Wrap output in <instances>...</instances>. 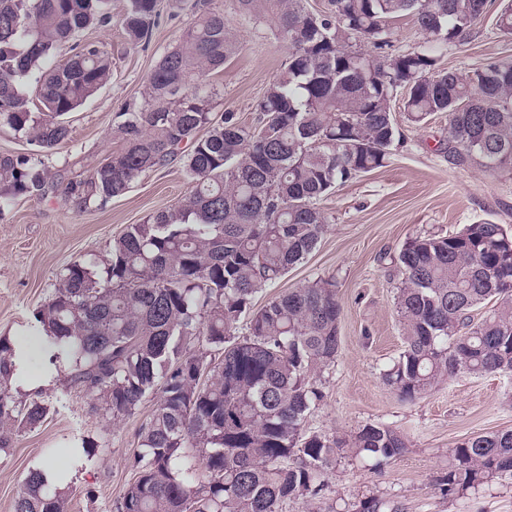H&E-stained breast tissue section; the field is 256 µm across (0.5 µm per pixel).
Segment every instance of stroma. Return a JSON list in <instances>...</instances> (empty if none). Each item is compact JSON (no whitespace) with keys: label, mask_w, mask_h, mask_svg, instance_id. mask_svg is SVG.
I'll return each mask as SVG.
<instances>
[{"label":"stroma","mask_w":512,"mask_h":512,"mask_svg":"<svg viewBox=\"0 0 512 512\" xmlns=\"http://www.w3.org/2000/svg\"><path fill=\"white\" fill-rule=\"evenodd\" d=\"M223 9L236 53L211 80L220 89L214 111L236 113L256 123V105L282 71L287 48L275 37L271 17L248 19L238 0H215ZM504 0H489L487 13L462 44L445 47L439 65L467 71L512 59V36L501 33L497 15ZM128 0H110L113 23L86 29L82 38L102 43L112 56V74L87 103L69 116L70 138L48 160L51 171L70 176L86 171L121 149L118 115L141 103L146 80L179 38L187 16L180 0H160V15L149 44L128 40L121 19ZM401 141L385 167L346 182L324 199L328 224L307 258L275 284L256 294L263 307L271 298L317 278H334L341 304V346L322 377L323 400L305 428L328 436L382 424L407 444L401 457L372 468L342 462L329 475L327 498L356 504L374 496L390 512H512V479L451 500L436 487L448 454L468 436L512 430V373L444 380L427 394L402 399L382 373L402 350V331L393 307L395 259L407 237L433 231L451 234L463 225L490 220L512 230V172H487L448 159V120H403L393 101ZM190 189L181 165L153 171L106 207L73 213L59 194L18 197L0 209V337L25 347L28 376L37 387L28 396L49 407L38 427L15 436L0 453V512H13L20 481L29 468L51 466L65 474L70 512H114L132 474L128 459L139 428L154 408L112 422L91 411L85 396L64 375L44 372V339L31 327L35 309L52 297L58 273L76 259H107L113 238L155 211L171 208ZM91 447L83 457V447Z\"/></svg>","instance_id":"obj_1"}]
</instances>
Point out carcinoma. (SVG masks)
Listing matches in <instances>:
<instances>
[{
  "label": "carcinoma",
  "instance_id": "obj_1",
  "mask_svg": "<svg viewBox=\"0 0 512 512\" xmlns=\"http://www.w3.org/2000/svg\"><path fill=\"white\" fill-rule=\"evenodd\" d=\"M238 4L248 18L272 14L288 49L258 123L232 112L214 120L220 92L210 77L236 47L214 0H192L191 21L149 75L143 101L119 115L122 149L58 184L46 160L70 138L67 116L112 71L100 43L79 40L89 25L112 23L108 0H0V128L28 145L0 155V200L54 189L81 213L175 162L190 184L178 206L127 225L109 259L71 262L33 313L50 369L91 409L119 421L157 398L115 512H283L288 500H322L329 467L345 455L373 467L402 455L404 440L385 425L342 437L304 432L341 345L336 280L310 281L258 310L254 297L315 249L327 224L319 202L390 159L398 90L408 121L448 117L454 164L512 168V61L459 73L436 56L467 39L487 0H331L328 16L306 0ZM404 13L424 44L393 53L392 24ZM158 18V0H129L122 26L145 43ZM64 46L67 60L45 69ZM395 271L403 349L383 380L401 398L461 373L512 372V233L492 222L418 233ZM19 356L0 338V450L47 415L41 401L12 392ZM507 475L512 430L459 443L436 486L454 497ZM69 502L32 468L14 512H69Z\"/></svg>",
  "mask_w": 512,
  "mask_h": 512
}]
</instances>
